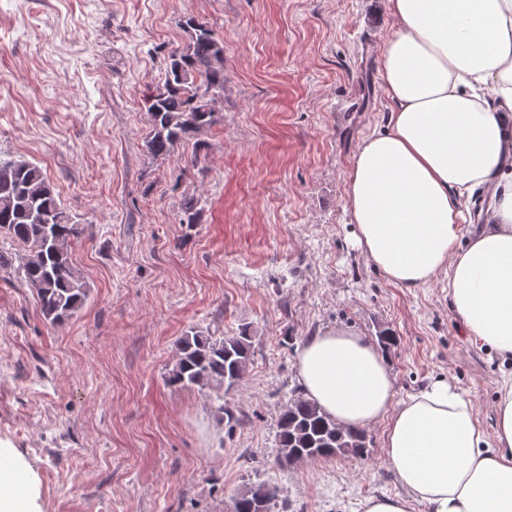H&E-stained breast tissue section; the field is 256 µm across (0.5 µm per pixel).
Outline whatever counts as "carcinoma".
I'll list each match as a JSON object with an SVG mask.
<instances>
[{
	"mask_svg": "<svg viewBox=\"0 0 512 512\" xmlns=\"http://www.w3.org/2000/svg\"><path fill=\"white\" fill-rule=\"evenodd\" d=\"M185 45L169 54L164 84L146 98L148 153L166 159L177 145L195 138L217 122L211 103L224 97V41L206 23L187 17ZM199 200H184L181 224H196ZM0 235L19 250L20 280L35 291L42 317L63 324L82 307L88 286L71 259L80 227L61 205L42 168L28 161L0 160ZM247 330L224 338L195 329L176 342V361L169 382L183 388L221 391L237 384L246 371L251 349ZM277 446L282 461L292 464L337 456L363 457L362 430L343 429L313 402L298 398L281 413ZM276 490L248 484L230 499L232 512H275Z\"/></svg>",
	"mask_w": 512,
	"mask_h": 512,
	"instance_id": "1",
	"label": "carcinoma"
}]
</instances>
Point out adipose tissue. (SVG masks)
<instances>
[{
    "mask_svg": "<svg viewBox=\"0 0 512 512\" xmlns=\"http://www.w3.org/2000/svg\"><path fill=\"white\" fill-rule=\"evenodd\" d=\"M380 60L389 111L347 175L357 248L395 284L448 275L467 336L512 366V0H386ZM491 190L488 217L464 232L465 204ZM305 398L341 426L386 422L385 456L402 493L363 512H512V369L493 435L445 379L403 401L386 359L346 330L307 340L295 360Z\"/></svg>",
    "mask_w": 512,
    "mask_h": 512,
    "instance_id": "1",
    "label": "adipose tissue"
}]
</instances>
